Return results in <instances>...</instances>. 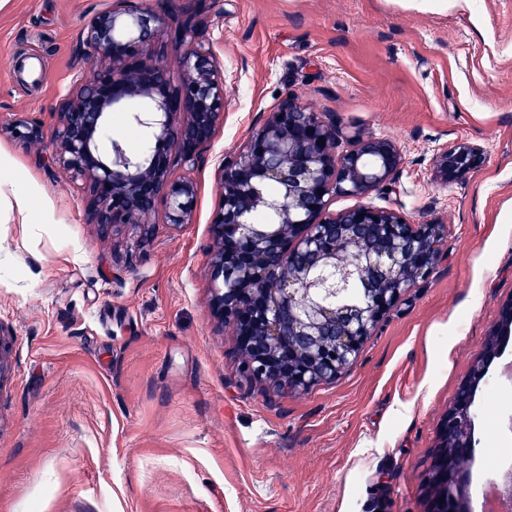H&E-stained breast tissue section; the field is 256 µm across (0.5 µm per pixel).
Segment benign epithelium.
Returning a JSON list of instances; mask_svg holds the SVG:
<instances>
[{
    "instance_id": "benign-epithelium-1",
    "label": "benign epithelium",
    "mask_w": 512,
    "mask_h": 512,
    "mask_svg": "<svg viewBox=\"0 0 512 512\" xmlns=\"http://www.w3.org/2000/svg\"><path fill=\"white\" fill-rule=\"evenodd\" d=\"M203 20L179 19L173 9L142 7L138 0H109L83 26L84 56L103 72H78L55 131L52 162L83 182L88 219L109 235L125 225L151 235L148 218L165 207L166 224L192 222L193 182L175 174L195 165L224 124V74L210 49L196 39ZM173 33L183 74L174 85L164 54L145 64L132 58L163 33ZM149 104L130 115L149 129L145 153L111 140L100 151L111 112L127 98ZM9 134L40 142L43 130L15 121ZM336 123L287 100L219 171L220 205L210 225L213 241L210 307L233 327L241 370L290 393L330 379L353 363L363 341L440 260L438 224H410L393 210L359 206L338 214L331 197H361L393 179L402 155L390 139L352 136L351 148ZM481 163L479 149L443 148L436 157L443 181L464 177ZM512 335V302L500 311L490 343L460 384L443 419V440L429 476L428 512H472L471 469L479 439L477 393Z\"/></svg>"
}]
</instances>
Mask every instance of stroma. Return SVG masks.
I'll use <instances>...</instances> for the list:
<instances>
[{
    "mask_svg": "<svg viewBox=\"0 0 512 512\" xmlns=\"http://www.w3.org/2000/svg\"><path fill=\"white\" fill-rule=\"evenodd\" d=\"M108 0H0V165L38 204L0 186V512H426L442 418L501 307L512 301V0H180L224 71L220 127L194 167L192 224L101 235L81 183L51 161L78 39ZM397 142L391 183L333 212L390 209L438 223L441 260L401 295L334 380L288 394L243 374L209 305L216 169L281 101ZM481 165L442 182L439 148ZM480 391L473 512L512 445V378ZM0 180L1 182L9 183L11 185L12 197L19 211L25 212L27 215L31 216L34 210L33 197L25 187V181L20 173L15 170L4 172L1 167Z\"/></svg>",
    "mask_w": 512,
    "mask_h": 512,
    "instance_id": "obj_1",
    "label": "stroma"
}]
</instances>
